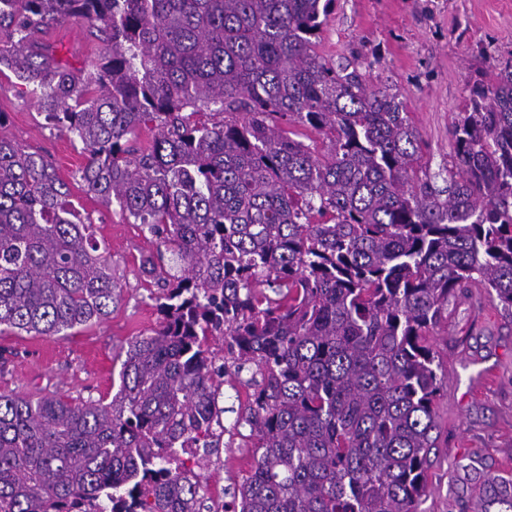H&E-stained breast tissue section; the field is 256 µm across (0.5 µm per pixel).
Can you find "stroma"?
<instances>
[{"instance_id":"stroma-1","label":"stroma","mask_w":512,"mask_h":512,"mask_svg":"<svg viewBox=\"0 0 512 512\" xmlns=\"http://www.w3.org/2000/svg\"><path fill=\"white\" fill-rule=\"evenodd\" d=\"M41 37L63 45L65 58L79 69L90 68L106 48L76 17ZM317 51L334 65L356 66L368 82L387 80L402 94L424 141L423 160L435 172L453 153L451 123L470 80L487 57L512 54V0H336ZM0 112V136L45 155L69 183L73 204L91 217L98 240L112 253L120 286L106 319L43 337L41 358L20 363L6 352L0 393L53 392L73 402L111 398L128 342L159 326L158 288L140 268L141 257L156 252L157 239L118 207L85 193L78 177L86 162L82 143L49 125L8 71L0 73ZM433 345L448 373V391L439 401V441L424 508L458 512L459 464L512 471V317L488 299L460 296L448 307L447 323L435 329ZM252 455L248 440L224 437L217 450L190 465L206 497L229 504Z\"/></svg>"}]
</instances>
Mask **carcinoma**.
Returning <instances> with one entry per match:
<instances>
[{"instance_id":"cac0c4a2","label":"carcinoma","mask_w":512,"mask_h":512,"mask_svg":"<svg viewBox=\"0 0 512 512\" xmlns=\"http://www.w3.org/2000/svg\"><path fill=\"white\" fill-rule=\"evenodd\" d=\"M334 5L0 0V73L82 142L84 190L158 239L142 268L162 316L107 404L0 394V512H201L179 453L216 447L222 379L246 368L234 512H426L448 388L432 331L475 288L512 314V58L470 86L440 187L402 95L316 52ZM72 17L107 42L88 73L34 38ZM205 108L222 119L184 115ZM69 197L0 138V333L108 316L112 257ZM458 469L472 512H512V473Z\"/></svg>"}]
</instances>
